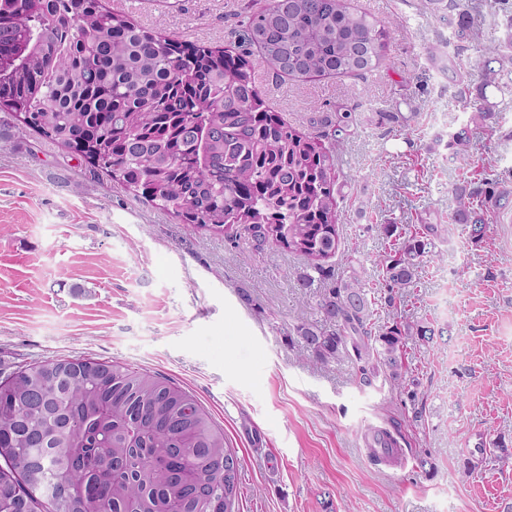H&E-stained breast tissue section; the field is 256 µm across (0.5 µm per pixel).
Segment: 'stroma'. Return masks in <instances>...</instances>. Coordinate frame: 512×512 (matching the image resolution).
<instances>
[{"label": "stroma", "instance_id": "stroma-1", "mask_svg": "<svg viewBox=\"0 0 512 512\" xmlns=\"http://www.w3.org/2000/svg\"><path fill=\"white\" fill-rule=\"evenodd\" d=\"M266 0H109L113 10L177 38L234 45ZM393 39L363 77L291 79L259 68L269 103L289 123L344 106L358 128L336 160L339 248L332 280L358 274L374 330L424 323L408 340V384L359 382L362 360L326 363L288 336L322 323L319 289L303 291L306 258L267 260L247 231L235 241L180 223L126 193L65 148L26 130L0 149V370L50 359L119 361L192 394L236 454L234 512H512V212L490 214L472 241L448 221L459 162L448 133L464 113L428 67L447 37L429 0H346ZM409 116L406 131L379 122ZM473 170L512 186V110L477 129ZM427 210L445 230L413 287L390 288L380 256L400 250L386 224ZM390 430L401 458L373 462L362 437Z\"/></svg>", "mask_w": 512, "mask_h": 512}]
</instances>
